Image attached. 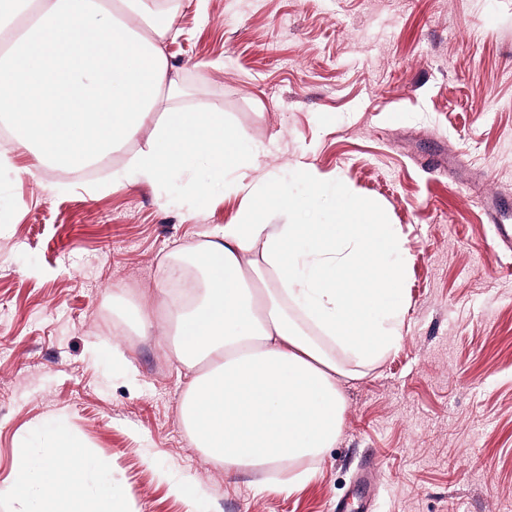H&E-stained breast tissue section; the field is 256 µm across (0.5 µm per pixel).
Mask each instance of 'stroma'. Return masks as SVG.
<instances>
[{
    "mask_svg": "<svg viewBox=\"0 0 512 512\" xmlns=\"http://www.w3.org/2000/svg\"><path fill=\"white\" fill-rule=\"evenodd\" d=\"M174 27L180 106L223 113L306 202L272 223H334L341 179L401 230L402 339L341 381L344 425L305 480L225 472L180 423L188 370L115 327L173 287V250L234 221L239 170L206 196L199 167L146 182L141 139L61 189L9 149L0 484L60 418L130 512H512V252L483 211L497 197L512 222V0H181Z\"/></svg>",
    "mask_w": 512,
    "mask_h": 512,
    "instance_id": "obj_1",
    "label": "stroma"
}]
</instances>
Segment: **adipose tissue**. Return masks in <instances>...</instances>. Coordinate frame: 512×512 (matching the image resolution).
<instances>
[{
  "instance_id": "1",
  "label": "adipose tissue",
  "mask_w": 512,
  "mask_h": 512,
  "mask_svg": "<svg viewBox=\"0 0 512 512\" xmlns=\"http://www.w3.org/2000/svg\"><path fill=\"white\" fill-rule=\"evenodd\" d=\"M174 13L134 9L132 0H0V31L14 45L0 57V120L11 123L16 148L56 171L88 166L102 155L151 136L130 167L146 181L189 165L203 166L208 194L225 164L251 172L261 144L224 124L219 112L177 104L179 82L160 46ZM157 123H150L153 113ZM235 220L187 252L201 271L181 301L142 296L141 334L166 308L174 327L168 352L193 375L180 401V421L198 448L225 471L277 467L321 455L344 420L338 383L346 361L366 367L402 339L400 230L337 182L332 224H273L280 194L272 175L244 179ZM84 448L55 424L41 455L14 451L0 494L20 512H60L59 498L80 512H122L111 483L87 490L74 467H89ZM53 487L35 497V485Z\"/></svg>"
}]
</instances>
